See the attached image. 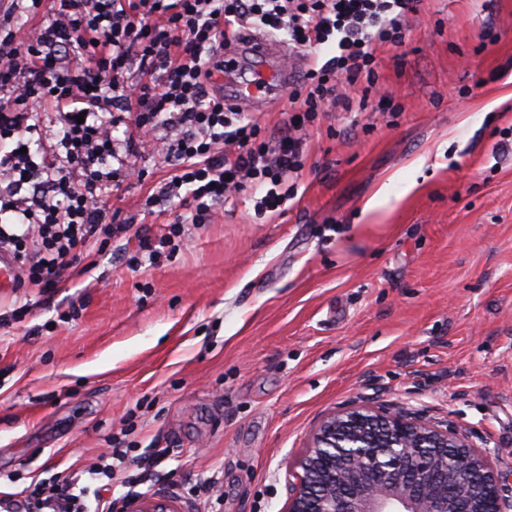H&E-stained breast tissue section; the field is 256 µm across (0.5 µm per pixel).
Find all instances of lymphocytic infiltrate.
Segmentation results:
<instances>
[{"label": "lymphocytic infiltrate", "instance_id": "lymphocytic-infiltrate-1", "mask_svg": "<svg viewBox=\"0 0 512 512\" xmlns=\"http://www.w3.org/2000/svg\"><path fill=\"white\" fill-rule=\"evenodd\" d=\"M421 0H9L0 16V250L18 263L19 285L50 291L92 244L121 235L112 194L149 154L173 174L147 206L177 201L181 221L139 239L156 260L182 224H208L218 203L244 187H265L258 211L291 197L303 168L292 136H267L258 121L210 93L224 71V46L260 24L311 49L336 39L335 56L288 93L304 121L349 107L372 79L374 42L402 43L404 17ZM46 23H18L20 14ZM53 109L56 142L32 145L36 112ZM130 119L134 131L116 139ZM78 477L34 484L12 512H110Z\"/></svg>", "mask_w": 512, "mask_h": 512}]
</instances>
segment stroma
<instances>
[{"mask_svg":"<svg viewBox=\"0 0 512 512\" xmlns=\"http://www.w3.org/2000/svg\"><path fill=\"white\" fill-rule=\"evenodd\" d=\"M406 28L376 47L390 95L365 111L298 127L286 95L241 103L304 141L281 215L245 189L129 267L180 213H144L171 169L142 155L146 180L112 195L128 229L89 272L0 293V492L87 467L127 427L135 453L172 451L138 493L282 512L319 423L362 401L453 421L512 469V0H423Z\"/></svg>","mask_w":512,"mask_h":512,"instance_id":"1","label":"stroma"}]
</instances>
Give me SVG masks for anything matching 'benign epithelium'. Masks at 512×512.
Segmentation results:
<instances>
[{
	"label": "benign epithelium",
	"mask_w": 512,
	"mask_h": 512,
	"mask_svg": "<svg viewBox=\"0 0 512 512\" xmlns=\"http://www.w3.org/2000/svg\"><path fill=\"white\" fill-rule=\"evenodd\" d=\"M284 512H512V472L450 420L367 403L325 417L297 460ZM451 485L454 495L441 491ZM132 512H181L145 495Z\"/></svg>",
	"instance_id": "7a95c632"
}]
</instances>
